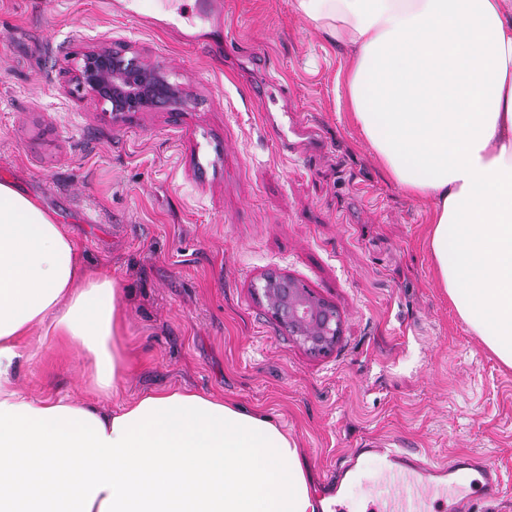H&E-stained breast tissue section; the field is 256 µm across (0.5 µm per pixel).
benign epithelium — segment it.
Returning <instances> with one entry per match:
<instances>
[{
	"label": "benign epithelium",
	"instance_id": "1",
	"mask_svg": "<svg viewBox=\"0 0 512 512\" xmlns=\"http://www.w3.org/2000/svg\"><path fill=\"white\" fill-rule=\"evenodd\" d=\"M60 86L64 95L90 100L103 118L119 123L130 114L186 111L194 103L192 90L171 79L158 62L112 38L94 40L69 56ZM264 297L273 317L307 350L326 353L340 335L336 309L297 281L269 280Z\"/></svg>",
	"mask_w": 512,
	"mask_h": 512
}]
</instances>
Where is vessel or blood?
<instances>
[{
	"mask_svg": "<svg viewBox=\"0 0 512 512\" xmlns=\"http://www.w3.org/2000/svg\"><path fill=\"white\" fill-rule=\"evenodd\" d=\"M382 452L385 492L372 498L367 512H473L474 502L466 485L476 481L484 499H495L501 487L498 467L476 456H451L435 461L414 451L377 449L365 444L348 450L323 486L324 497L337 495L341 482L361 454Z\"/></svg>",
	"mask_w": 512,
	"mask_h": 512,
	"instance_id": "b4317fda",
	"label": "vessel or blood"
}]
</instances>
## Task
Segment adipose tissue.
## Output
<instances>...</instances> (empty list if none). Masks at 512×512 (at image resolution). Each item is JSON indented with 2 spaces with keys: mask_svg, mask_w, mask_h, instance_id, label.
<instances>
[{
  "mask_svg": "<svg viewBox=\"0 0 512 512\" xmlns=\"http://www.w3.org/2000/svg\"><path fill=\"white\" fill-rule=\"evenodd\" d=\"M295 9L350 49L349 121L428 205L441 288L512 368V0ZM123 331L117 283L81 268L54 214L0 180V512H321L308 459L271 416L186 389L120 401ZM47 347L81 351L83 398L21 387Z\"/></svg>",
  "mask_w": 512,
  "mask_h": 512,
  "instance_id": "1",
  "label": "adipose tissue"
}]
</instances>
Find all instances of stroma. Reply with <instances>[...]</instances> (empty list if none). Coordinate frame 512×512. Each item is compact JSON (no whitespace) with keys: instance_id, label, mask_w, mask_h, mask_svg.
<instances>
[{"instance_id":"obj_1","label":"stroma","mask_w":512,"mask_h":512,"mask_svg":"<svg viewBox=\"0 0 512 512\" xmlns=\"http://www.w3.org/2000/svg\"><path fill=\"white\" fill-rule=\"evenodd\" d=\"M150 22L98 0H0V179L41 200L86 270L123 290L137 352L125 394H213L279 419L317 482L351 448L380 441L431 459L497 462L502 493L474 512H512V370L458 317L426 246L428 212L387 178L346 117L348 52L294 0H224V24L194 0ZM108 36L136 46L196 95L185 112L103 119L60 92L65 55ZM316 132L312 153L279 129ZM335 306L340 337L314 354L267 309L268 274ZM83 361L45 351L21 368L31 393L74 398ZM381 463L343 501L366 512Z\"/></svg>"}]
</instances>
